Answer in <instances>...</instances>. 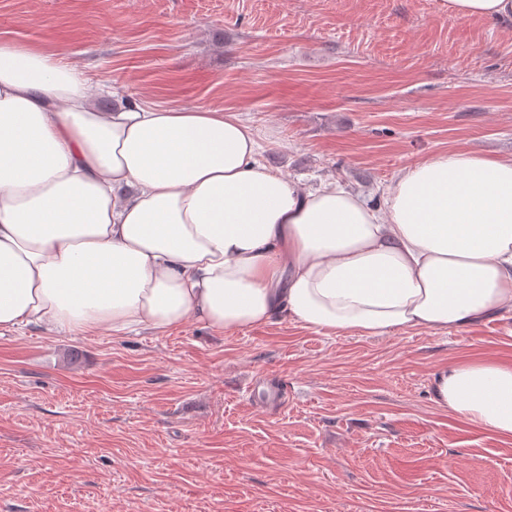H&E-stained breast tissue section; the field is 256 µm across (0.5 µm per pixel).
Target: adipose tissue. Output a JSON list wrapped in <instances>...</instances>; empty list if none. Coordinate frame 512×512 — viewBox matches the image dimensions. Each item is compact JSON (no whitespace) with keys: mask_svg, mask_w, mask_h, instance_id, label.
Returning <instances> with one entry per match:
<instances>
[{"mask_svg":"<svg viewBox=\"0 0 512 512\" xmlns=\"http://www.w3.org/2000/svg\"><path fill=\"white\" fill-rule=\"evenodd\" d=\"M512 22V0H442ZM52 55L0 43V333L282 318L332 333L461 328L512 311V158L407 167L371 203L306 189L258 158L233 112L131 99ZM441 408L512 437V363L436 369Z\"/></svg>","mask_w":512,"mask_h":512,"instance_id":"ef3b65f1","label":"adipose tissue"}]
</instances>
